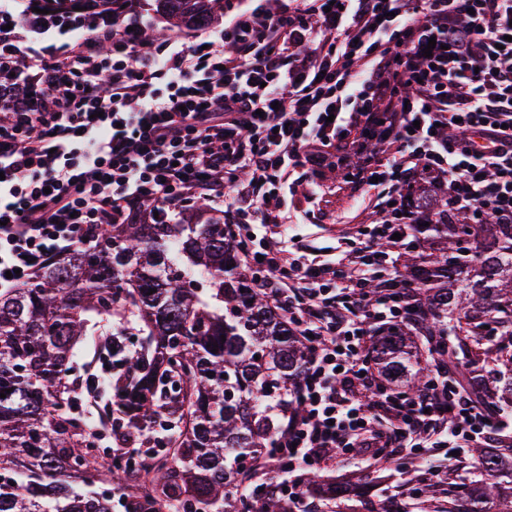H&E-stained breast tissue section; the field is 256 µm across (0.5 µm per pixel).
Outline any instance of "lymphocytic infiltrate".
<instances>
[{
    "instance_id": "f902f5d3",
    "label": "lymphocytic infiltrate",
    "mask_w": 512,
    "mask_h": 512,
    "mask_svg": "<svg viewBox=\"0 0 512 512\" xmlns=\"http://www.w3.org/2000/svg\"><path fill=\"white\" fill-rule=\"evenodd\" d=\"M32 6L0 7V66L35 68L42 102L0 103V288L30 280L106 224H171L198 199L224 208L225 238L265 302L303 337L296 388L237 490L252 512H324L297 472L373 469L422 448L494 447L508 420L433 359L414 391L387 384L376 331L419 329L398 254L421 218L512 220V0H262L206 45L146 49L138 0H112L81 39L25 43ZM305 54H297L300 43ZM375 152L353 178L378 218L359 246L316 262L281 223L283 182L329 152ZM388 266L386 278L377 269Z\"/></svg>"
}]
</instances>
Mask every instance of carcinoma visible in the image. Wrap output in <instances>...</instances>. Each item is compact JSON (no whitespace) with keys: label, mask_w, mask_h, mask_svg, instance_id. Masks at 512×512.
Here are the masks:
<instances>
[{"label":"carcinoma","mask_w":512,"mask_h":512,"mask_svg":"<svg viewBox=\"0 0 512 512\" xmlns=\"http://www.w3.org/2000/svg\"><path fill=\"white\" fill-rule=\"evenodd\" d=\"M84 0H52L49 21L66 22ZM170 24L207 27L224 15V0H156ZM0 71L5 90L26 92ZM416 225L407 272L420 288L426 330L442 341L448 321L470 388L482 397L512 401V331L497 344L502 386L490 391L477 376L481 328L492 317L512 326V223L489 215L469 224L464 215ZM477 239L465 253L462 242ZM140 326V349L129 353L126 325ZM130 355L110 382L107 408L130 427L156 414L162 386L173 375L172 395L191 426L174 440L167 460L150 459L135 474L95 450L85 418L72 412L67 381L88 340ZM412 336L398 329L380 337L373 352L385 378L410 390L428 380L413 355ZM306 359L299 337L235 271L224 225L108 224L96 243L75 248L21 288L0 290V512H112V493L128 512L165 500L180 512H252L233 501L229 487L238 467L271 443L266 395L282 396L297 381ZM144 399H139V396ZM478 459L485 479L447 512H512V448H484Z\"/></svg>","instance_id":"1"}]
</instances>
